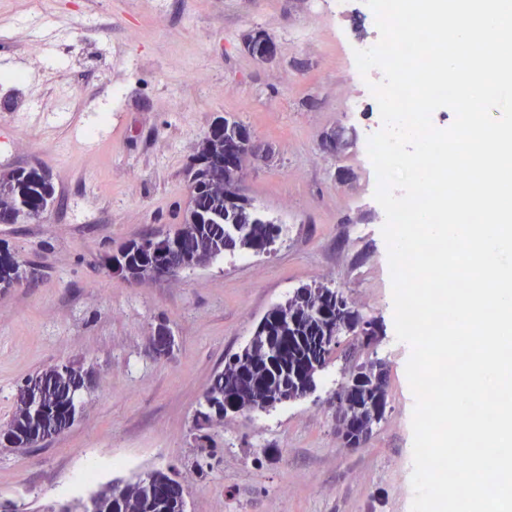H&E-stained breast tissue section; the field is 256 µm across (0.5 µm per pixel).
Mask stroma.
<instances>
[{"mask_svg":"<svg viewBox=\"0 0 512 512\" xmlns=\"http://www.w3.org/2000/svg\"><path fill=\"white\" fill-rule=\"evenodd\" d=\"M372 25L357 9L313 22L305 0H0V171L40 168L55 189L39 220L0 224V250L32 272L0 289V429L27 378L67 364L94 379L64 433L0 451V501L42 512L172 469L193 477L186 512H411V348L395 334L366 148L380 113L354 56ZM259 30L279 45L273 62L243 47ZM225 119L270 149L248 159L243 193L281 225L274 245L171 278L105 272L106 256L181 224L188 162ZM306 285L339 291L378 341L342 337L306 398L197 429L215 371ZM161 324L167 356L152 346ZM377 359L384 417L345 448L334 393Z\"/></svg>","mask_w":512,"mask_h":512,"instance_id":"35a3bbf8","label":"stroma"}]
</instances>
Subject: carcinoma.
Masks as SVG:
<instances>
[{
	"label": "carcinoma",
	"mask_w": 512,
	"mask_h": 512,
	"mask_svg": "<svg viewBox=\"0 0 512 512\" xmlns=\"http://www.w3.org/2000/svg\"><path fill=\"white\" fill-rule=\"evenodd\" d=\"M244 125L224 120L222 131L208 135L191 157L188 171L201 188L192 195L182 224L167 236L164 252L125 246L114 260L127 266L130 278L152 279L162 267L182 266L191 255L215 260L224 253L264 249L280 236V225L258 213L244 199L234 209L224 207V155L239 149L237 135ZM54 187L45 172L31 168L0 172V224H16L24 216L45 210ZM27 278L26 269L8 253H0V288H12ZM360 317L335 290L324 285L297 290L274 306L249 342L224 361L204 395L198 426L224 417L228 410L266 411L285 403L297 391L296 380H318L343 331ZM79 376L60 366L28 378L18 389L16 410L3 432L10 448H28L38 440L69 428L77 413ZM388 372L373 361L359 368L342 385L343 408L359 430H370L385 414ZM186 488L178 473L155 470L136 481L114 482L91 494L87 512H184Z\"/></svg>",
	"instance_id": "cac0c4a2"
}]
</instances>
